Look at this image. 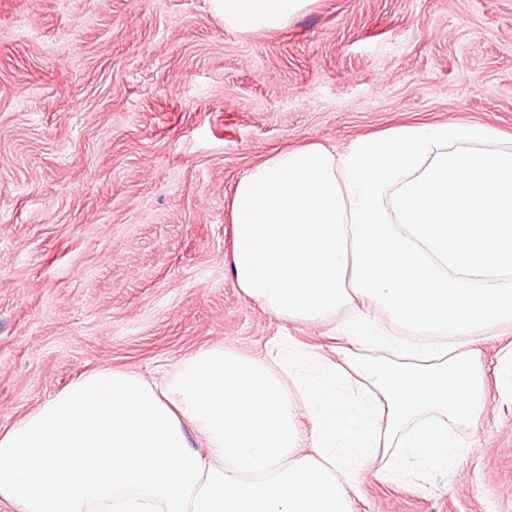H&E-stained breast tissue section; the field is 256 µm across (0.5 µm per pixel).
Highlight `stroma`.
<instances>
[{
	"label": "stroma",
	"instance_id": "stroma-1",
	"mask_svg": "<svg viewBox=\"0 0 512 512\" xmlns=\"http://www.w3.org/2000/svg\"><path fill=\"white\" fill-rule=\"evenodd\" d=\"M414 120L512 136V0H312L249 35L210 0H0V429L95 367L158 380L282 336L335 358L331 327L236 288L227 199L276 149ZM467 341L469 451L411 485L364 471L355 512H512V331Z\"/></svg>",
	"mask_w": 512,
	"mask_h": 512
}]
</instances>
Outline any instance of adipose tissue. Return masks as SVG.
Masks as SVG:
<instances>
[{
	"instance_id": "adipose-tissue-1",
	"label": "adipose tissue",
	"mask_w": 512,
	"mask_h": 512,
	"mask_svg": "<svg viewBox=\"0 0 512 512\" xmlns=\"http://www.w3.org/2000/svg\"><path fill=\"white\" fill-rule=\"evenodd\" d=\"M309 0H212L225 27H283ZM230 267L284 321L345 322L316 359L286 338L250 356L199 348L162 382L102 367L0 431L14 512H354L368 468L447 470L485 400L459 338L512 324V138L416 122L343 152L290 147L229 196ZM456 338L400 344L392 325ZM311 428L302 433L298 420Z\"/></svg>"
}]
</instances>
